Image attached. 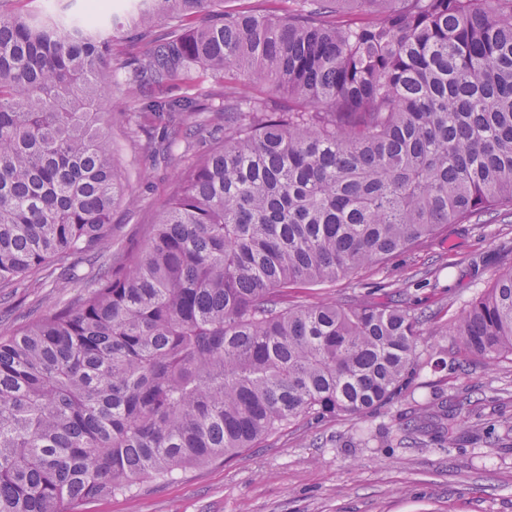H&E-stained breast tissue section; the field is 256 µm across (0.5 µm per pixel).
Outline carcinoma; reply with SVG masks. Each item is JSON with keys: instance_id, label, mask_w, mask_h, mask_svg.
Returning <instances> with one entry per match:
<instances>
[{"instance_id": "carcinoma-1", "label": "carcinoma", "mask_w": 512, "mask_h": 512, "mask_svg": "<svg viewBox=\"0 0 512 512\" xmlns=\"http://www.w3.org/2000/svg\"><path fill=\"white\" fill-rule=\"evenodd\" d=\"M21 2L0 0V288L58 279L138 203L114 116L158 131L155 154L221 121L224 141L79 305L0 337V512H72L293 422L363 417L465 367L435 336L512 356V269L451 326L370 296L288 304L445 224L512 216V0Z\"/></svg>"}]
</instances>
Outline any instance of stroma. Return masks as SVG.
<instances>
[{"label":"stroma","instance_id":"35a3bbf8","mask_svg":"<svg viewBox=\"0 0 512 512\" xmlns=\"http://www.w3.org/2000/svg\"><path fill=\"white\" fill-rule=\"evenodd\" d=\"M114 161L134 186L137 206L117 205L114 233L99 256H72L64 287L0 289V337L37 318L78 305L112 258L144 241L165 201L180 187L188 155H200L211 138L172 143L166 160L130 141L121 122L111 125ZM512 266V223L447 224L421 247L399 252L364 275L370 283L404 286L402 302L453 321L500 269ZM300 303L356 304L363 289L340 280L294 289ZM413 395L359 419L339 416L288 429L253 448L187 469L164 481L79 504L76 512H512V361L473 363L458 376L424 371ZM472 405L455 415L462 433L441 446L424 428L403 431L415 410L432 398ZM391 438L361 444L359 428Z\"/></svg>","mask_w":512,"mask_h":512}]
</instances>
